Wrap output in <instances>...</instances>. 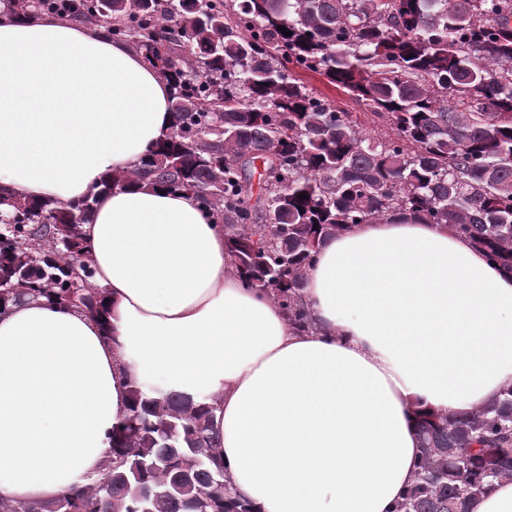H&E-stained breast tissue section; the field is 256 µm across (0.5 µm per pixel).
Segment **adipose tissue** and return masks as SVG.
<instances>
[{
  "mask_svg": "<svg viewBox=\"0 0 512 512\" xmlns=\"http://www.w3.org/2000/svg\"><path fill=\"white\" fill-rule=\"evenodd\" d=\"M168 85L126 45L0 16V191L68 204L104 317L45 299L0 314V498L94 484L129 389L215 407L224 472L255 512H388L414 477L415 417L512 385V273L438 224L362 223L306 267L296 332L229 268L194 195L101 181L171 131Z\"/></svg>",
  "mask_w": 512,
  "mask_h": 512,
  "instance_id": "1",
  "label": "adipose tissue"
}]
</instances>
